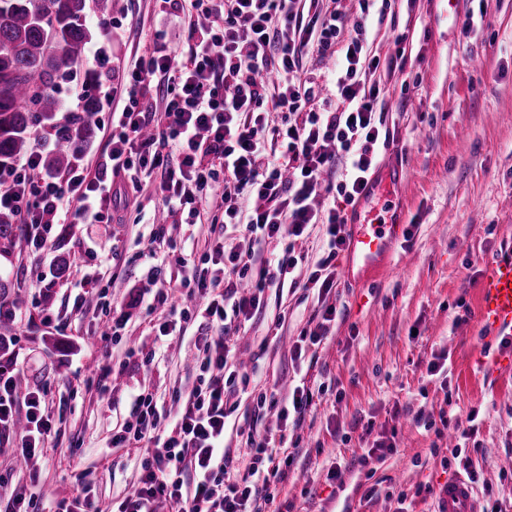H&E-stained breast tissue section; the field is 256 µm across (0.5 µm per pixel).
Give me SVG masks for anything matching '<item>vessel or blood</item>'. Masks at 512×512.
<instances>
[{"label":"vessel or blood","mask_w":512,"mask_h":512,"mask_svg":"<svg viewBox=\"0 0 512 512\" xmlns=\"http://www.w3.org/2000/svg\"><path fill=\"white\" fill-rule=\"evenodd\" d=\"M405 229L400 214L391 209L381 217L367 213L350 222L346 278L355 280L384 271ZM478 310L488 335L512 341V249L488 266L479 287ZM437 512H479L472 487L463 476H449L441 485Z\"/></svg>","instance_id":"obj_1"}]
</instances>
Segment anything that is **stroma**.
Masks as SVG:
<instances>
[{"instance_id": "35a3bbf8", "label": "stroma", "mask_w": 512, "mask_h": 512, "mask_svg": "<svg viewBox=\"0 0 512 512\" xmlns=\"http://www.w3.org/2000/svg\"><path fill=\"white\" fill-rule=\"evenodd\" d=\"M129 8L137 25L111 35L95 11L86 16L94 43L111 41L116 65H130L158 29L173 56H181V18L162 15L160 0H114L112 14ZM468 15L474 30L466 36L461 25ZM368 25L372 55L399 57L398 72L381 68L374 75L395 140L372 171L381 189L371 204L401 209L408 234L377 279L352 285L338 278L330 298L336 324L304 361H291L288 349L316 300L299 291L269 294L240 341L251 377L243 402L256 405L273 384L286 394L304 380L314 392L304 420L288 433L297 451L276 497L291 502L293 512H392L391 496L401 491L409 512H435L437 500L424 487L439 486L468 465L479 473L473 488L482 512H512V346L486 336L478 318L480 281L512 248V0H391L384 18L370 16ZM400 34L399 55L394 41ZM394 165L402 170L396 183L387 179ZM127 217L124 224L56 225L48 284L26 275L32 259L21 240L0 239V279L9 283L8 297L25 301L21 321L0 338V356L18 355L25 375L50 381L53 396L68 403L60 434L36 463L42 512L71 496L81 472L99 505L123 499L137 482L138 464L111 441L131 419L133 389L149 388L165 400L194 383L190 336L155 342L149 317L135 303L150 286L146 252L153 233L151 225L136 223L135 209ZM82 241L89 252H80ZM95 271L103 275L98 289L131 315L123 335L103 338L109 314L98 302L72 307L76 282ZM44 309L58 314L64 333L40 327ZM437 356L446 359L440 377L427 371ZM494 356L501 366L487 370L484 362ZM99 364L114 369L105 395L87 381ZM472 412L480 453L460 449L446 460L435 454V444L452 449L458 439L450 429L436 437L419 419L452 422ZM367 425L399 448L377 467L384 496L368 502L357 462ZM337 458L348 487L342 496L333 495L327 481Z\"/></svg>"}]
</instances>
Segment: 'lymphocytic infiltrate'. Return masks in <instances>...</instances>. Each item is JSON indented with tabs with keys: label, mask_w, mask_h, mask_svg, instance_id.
Returning a JSON list of instances; mask_svg holds the SVG:
<instances>
[{
	"label": "lymphocytic infiltrate",
	"mask_w": 512,
	"mask_h": 512,
	"mask_svg": "<svg viewBox=\"0 0 512 512\" xmlns=\"http://www.w3.org/2000/svg\"><path fill=\"white\" fill-rule=\"evenodd\" d=\"M162 2L166 13L187 18L184 60L173 61L159 30L120 70L110 45L96 46L92 91L112 111L95 171L78 161L62 176H40V154L32 152L0 166V211L17 217L27 247L41 254L54 225L123 223L124 203L156 174L165 219L153 240L173 251L167 223H197L200 206L220 201L208 252L196 262L177 259L174 288L185 304L162 287L147 306L159 315V336L196 325V383L167 404L146 391L134 395L133 419L112 445L138 449L139 477L115 512H158L162 504L168 512H267L293 461L283 446L288 421L304 417L313 393L296 386L287 403L261 393L255 417L277 411V426L258 428L254 418L229 427L238 385L249 380L234 349L270 289H299L319 304L315 324L291 348L293 360L326 339L336 320L327 298L347 247L345 208L369 186L383 126L382 90L368 79L380 65L368 44L376 0H358L354 20L322 13L321 0ZM312 53L337 60L330 96L304 68ZM271 109L281 112L280 124H269ZM321 186L330 203L316 202ZM316 224L325 225L326 242L313 259L297 246ZM230 233L237 243L229 248ZM17 378L16 360L0 361V443L28 463L57 435V421L47 382L21 387Z\"/></svg>",
	"instance_id": "f902f5d3"
}]
</instances>
